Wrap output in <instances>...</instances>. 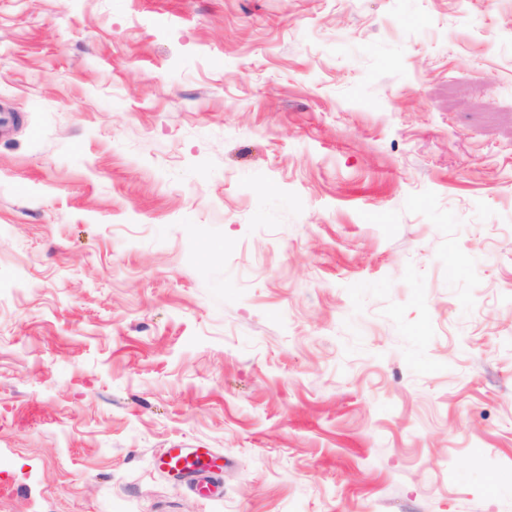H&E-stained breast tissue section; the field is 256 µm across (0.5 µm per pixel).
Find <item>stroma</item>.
I'll return each mask as SVG.
<instances>
[{"label":"stroma","mask_w":512,"mask_h":512,"mask_svg":"<svg viewBox=\"0 0 512 512\" xmlns=\"http://www.w3.org/2000/svg\"><path fill=\"white\" fill-rule=\"evenodd\" d=\"M0 452V512H512V0H0ZM156 467L175 476L213 474L224 467V457L212 448H166Z\"/></svg>","instance_id":"35a3bbf8"}]
</instances>
